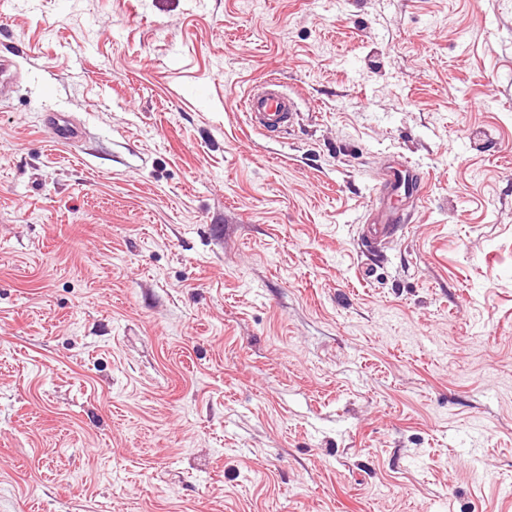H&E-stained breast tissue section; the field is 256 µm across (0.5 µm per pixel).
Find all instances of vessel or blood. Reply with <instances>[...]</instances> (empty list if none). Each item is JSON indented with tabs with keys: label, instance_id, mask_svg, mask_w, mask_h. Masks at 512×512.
Wrapping results in <instances>:
<instances>
[{
	"label": "vessel or blood",
	"instance_id": "vessel-or-blood-1",
	"mask_svg": "<svg viewBox=\"0 0 512 512\" xmlns=\"http://www.w3.org/2000/svg\"><path fill=\"white\" fill-rule=\"evenodd\" d=\"M243 108L253 127L270 134H278L291 125L295 112L293 100L281 91L277 79L269 78L254 86L243 99ZM401 216L398 211L376 209L369 224L364 225L362 234L373 241L398 232Z\"/></svg>",
	"mask_w": 512,
	"mask_h": 512
}]
</instances>
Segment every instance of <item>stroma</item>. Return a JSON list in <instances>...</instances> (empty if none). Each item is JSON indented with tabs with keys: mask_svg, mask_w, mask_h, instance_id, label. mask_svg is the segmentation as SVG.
<instances>
[{
	"mask_svg": "<svg viewBox=\"0 0 512 512\" xmlns=\"http://www.w3.org/2000/svg\"><path fill=\"white\" fill-rule=\"evenodd\" d=\"M1 57L0 512H512V0H0ZM280 87L276 78H269L254 86L244 97L243 108L253 127L279 134L292 124L295 105ZM404 172V175L402 174ZM409 175L412 190L415 192V199H419L423 194L422 178L415 170L410 172L406 169L390 168L380 183L379 197L382 200L381 205L373 213L369 224H364L362 235L368 241L376 240L383 236L393 235L401 227V215L393 208L382 209V204L393 192L398 191L401 186H397L399 176L407 178Z\"/></svg>",
	"mask_w": 512,
	"mask_h": 512,
	"instance_id": "35a3bbf8",
	"label": "stroma"
}]
</instances>
